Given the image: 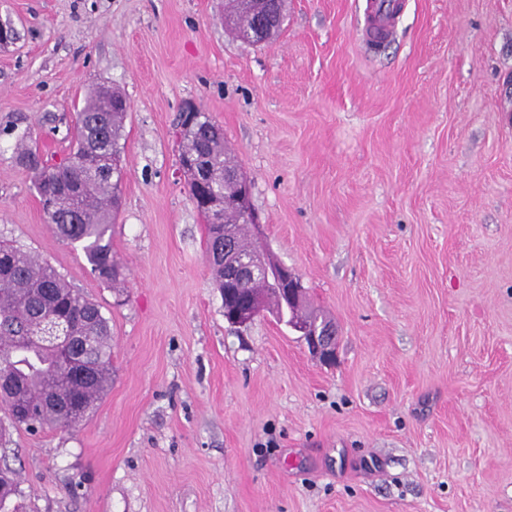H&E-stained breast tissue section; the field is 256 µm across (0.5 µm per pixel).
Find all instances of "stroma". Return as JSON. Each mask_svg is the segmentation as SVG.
Returning a JSON list of instances; mask_svg holds the SVG:
<instances>
[{
  "instance_id": "35a3bbf8",
  "label": "stroma",
  "mask_w": 512,
  "mask_h": 512,
  "mask_svg": "<svg viewBox=\"0 0 512 512\" xmlns=\"http://www.w3.org/2000/svg\"><path fill=\"white\" fill-rule=\"evenodd\" d=\"M286 0L249 45L224 0H0V237L110 319L112 384L76 425L10 430L20 512H512V0ZM127 97L101 283L32 173L87 92ZM204 112L252 183L263 243L338 329L323 364L266 311L238 328L178 171ZM403 0H371L366 13V25L369 33L376 39L388 38L394 28L396 18L404 8ZM374 37V36H373Z\"/></svg>"
}]
</instances>
